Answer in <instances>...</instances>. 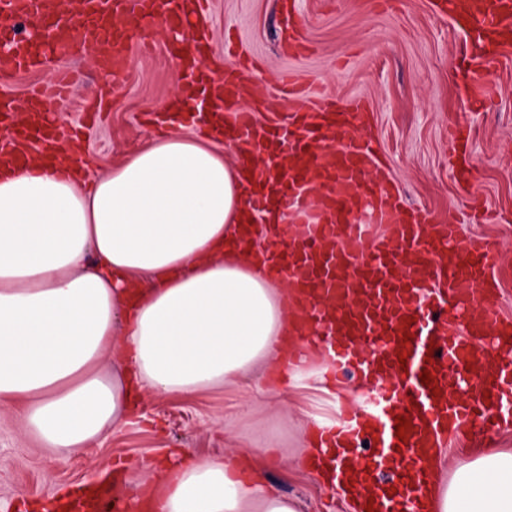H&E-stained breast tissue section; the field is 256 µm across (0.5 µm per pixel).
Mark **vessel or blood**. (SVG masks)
I'll return each instance as SVG.
<instances>
[{
  "mask_svg": "<svg viewBox=\"0 0 512 512\" xmlns=\"http://www.w3.org/2000/svg\"><path fill=\"white\" fill-rule=\"evenodd\" d=\"M204 0H0V78L42 69L57 59L55 79L30 88L32 118L18 123L14 100L0 95V160L21 164L16 142L49 152L76 137L75 129L47 120L48 100L67 99L80 72L73 52H92L98 67L129 70L141 20L164 8L172 30L203 12ZM464 19L468 49L461 68L471 81L512 39V0H440ZM23 17L37 27L18 38L2 19ZM81 27L82 42L70 33ZM191 76L204 84V43L179 45ZM280 91L288 120L257 128L241 103L238 69L225 70L213 112L180 113L184 124L222 127L225 141L240 145L241 177L250 209L294 214L279 226L288 246L267 263L291 289L287 306L296 333L327 349L333 375L354 374L369 384L366 406L323 426L320 442L336 456L337 485L358 483L374 512H422V491L437 449L473 429L478 440L512 426V317L494 315L495 242L478 236L466 249L454 246L460 223H434L423 209H407L393 180L364 141L349 131L363 101L339 108L323 104L314 89H300L285 75ZM320 189L313 213L305 203ZM430 370L431 384L420 380ZM407 416L404 434L396 416ZM89 512H110L104 487L78 499Z\"/></svg>",
  "mask_w": 512,
  "mask_h": 512,
  "instance_id": "1",
  "label": "vessel or blood"
}]
</instances>
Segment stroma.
Segmentation results:
<instances>
[{
    "label": "stroma",
    "mask_w": 512,
    "mask_h": 512,
    "mask_svg": "<svg viewBox=\"0 0 512 512\" xmlns=\"http://www.w3.org/2000/svg\"><path fill=\"white\" fill-rule=\"evenodd\" d=\"M208 2L209 68L221 73L236 66V57L224 51V36L232 34L254 59L250 80L256 96L280 114H287L288 101L278 96L273 80L286 71L300 83L320 84L337 102L364 100L369 112L355 118V132L371 140L408 206L443 219L449 209L469 206L504 213L498 224L463 225L456 246L465 248L474 236L498 241L503 263L495 268L502 285L497 310L512 314V44L482 73L477 89L486 107L475 112L459 69L464 31L437 13L433 0H298L306 19V48L300 53L282 47L276 17L284 0ZM142 34L150 49L134 52L131 68L120 76L82 58L72 61L85 80L72 102L55 110L63 123L84 131L87 178L139 149L149 134L144 114L163 110L179 90L170 34L155 20ZM453 127L473 133L466 189L452 176ZM322 369L321 363H309L281 378L262 364L236 384L189 398L140 394L128 424L69 457L37 447L17 413L0 408V512L100 480L117 460L124 463L125 495H144L155 471L181 448L203 458L274 449L265 483L298 498L302 512H346L335 490L319 485L293 454L315 422L336 415L335 397L323 390Z\"/></svg>",
    "instance_id": "stroma-1"
}]
</instances>
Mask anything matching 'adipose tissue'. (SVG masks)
Instances as JSON below:
<instances>
[{
  "label": "adipose tissue",
  "mask_w": 512,
  "mask_h": 512,
  "mask_svg": "<svg viewBox=\"0 0 512 512\" xmlns=\"http://www.w3.org/2000/svg\"><path fill=\"white\" fill-rule=\"evenodd\" d=\"M246 209L224 141L160 131L96 180L54 162L0 171V407L45 448L79 454L132 391L192 396L281 355L287 290L235 234ZM119 346L122 376L99 367ZM239 458L184 451L161 512H300ZM427 512H512V452L452 476L432 462Z\"/></svg>",
  "instance_id": "1"
}]
</instances>
